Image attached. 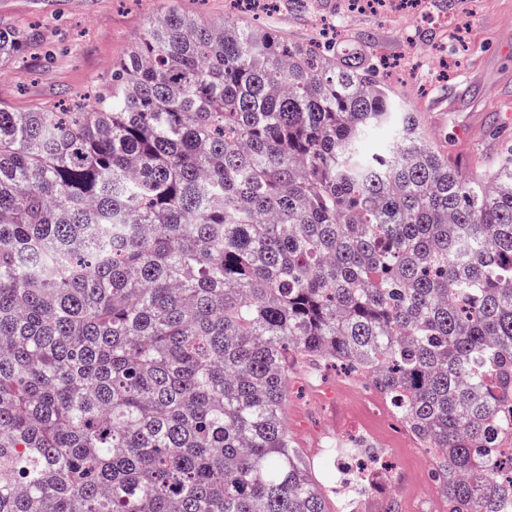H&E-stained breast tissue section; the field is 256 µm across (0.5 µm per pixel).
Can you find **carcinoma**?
I'll use <instances>...</instances> for the list:
<instances>
[{"label": "carcinoma", "instance_id": "1", "mask_svg": "<svg viewBox=\"0 0 512 512\" xmlns=\"http://www.w3.org/2000/svg\"><path fill=\"white\" fill-rule=\"evenodd\" d=\"M0 26V68L36 53ZM373 54L163 7L0 105V512H329L295 363L364 376L446 512L512 508V143L462 169Z\"/></svg>", "mask_w": 512, "mask_h": 512}]
</instances>
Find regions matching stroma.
Masks as SVG:
<instances>
[{
	"label": "stroma",
	"instance_id": "obj_1",
	"mask_svg": "<svg viewBox=\"0 0 512 512\" xmlns=\"http://www.w3.org/2000/svg\"><path fill=\"white\" fill-rule=\"evenodd\" d=\"M162 0H0V24L44 30L47 47L26 63L0 72V104L18 110L75 97L91 102L143 34ZM436 13L461 19L453 33L431 25L405 29L401 21L366 12L352 14L348 0H312L306 9L268 11L258 23L288 40L308 43L333 31L345 45L373 44L387 59L413 55L415 86H390L414 111L444 112L442 122H426L424 135L440 150L462 159L495 154L512 142L500 111L512 107V0H430ZM370 388L346 378L339 368L297 367L291 375L287 424L299 452L316 473L342 469L339 442L365 440L374 486L357 497L355 512H384L395 498L399 512H411L423 498L431 512H443L430 478L428 453L382 400L368 402Z\"/></svg>",
	"mask_w": 512,
	"mask_h": 512
}]
</instances>
